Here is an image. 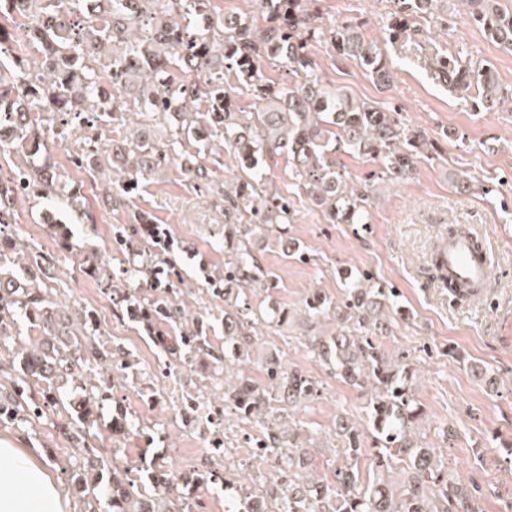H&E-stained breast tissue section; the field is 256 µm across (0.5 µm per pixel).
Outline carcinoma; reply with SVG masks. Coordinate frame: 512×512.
Wrapping results in <instances>:
<instances>
[{"label":"carcinoma","mask_w":512,"mask_h":512,"mask_svg":"<svg viewBox=\"0 0 512 512\" xmlns=\"http://www.w3.org/2000/svg\"><path fill=\"white\" fill-rule=\"evenodd\" d=\"M257 2L262 28L235 16H217L210 0H0V17L28 19L25 36L37 50L34 59L12 57L11 80L0 81V126L18 112L27 115L25 124L0 137V146L25 154V163L9 179H0V224L11 223L14 196L62 190L65 176L38 163L44 145L39 117L76 110L84 112L86 123L119 110L151 124L134 136L88 139L81 145L78 167L109 175L114 202L134 198L140 180L163 169L170 142L190 134L206 149L212 138L224 140L241 176L224 192V247L230 255L224 270L205 271L217 297L232 285L276 287L272 274L250 262L253 245L282 234L289 223L288 198L263 188L264 163L272 155L287 156L310 201L329 223H369L372 186L350 185L336 170L333 156L342 149L361 153L399 178L428 155L425 131L316 77L307 48L322 31L302 0ZM460 2L496 43L512 48V13L498 12L490 0ZM397 4L388 23L391 38L416 18L436 16L437 0ZM188 18L195 24L193 31L182 23ZM329 41L337 54L357 60L377 86L389 83V62L359 27L337 25L330 29ZM265 60L287 67L299 84L282 87L263 80ZM447 74L453 86L476 85L485 111L500 103L491 66L472 72L454 61ZM244 91L263 103L260 111L238 109L234 95ZM133 241L137 257L122 274L150 282L151 293L109 292L129 320L143 325L166 368L174 371L206 351V330L202 323L187 321L185 311L169 297L174 281L181 280L182 266L166 229L144 215L134 224L116 225L114 250ZM14 250L13 244L0 251V340L22 319L38 336L16 351V394L0 400V425H30L44 410L59 405L77 435L102 428L116 437L143 434L142 423L120 404L112 408L108 425L98 421L97 410L109 394L103 386L88 394L82 384L83 370L104 359L93 341L95 316L52 300L40 285L42 263L22 266L11 255ZM343 281L345 295L335 305L319 290L304 300L307 323L332 318L339 325L334 336L308 335L307 348L336 378L365 384L371 393L364 422L344 417L336 422L335 437L346 443V463L333 471L332 481L313 475L306 453L281 428L288 422L287 405L319 398L322 386L270 350L261 365L264 381H253L241 365L259 339L253 326L260 316L245 302L224 310V361L215 365L224 380V410L272 440L259 447V458L274 465L265 496L279 504V512H483L479 490L448 470L441 451L412 441L423 415L414 397L415 369L389 363L378 338L386 329L383 303L399 305L398 290L375 286L368 272H350ZM35 384L39 397L28 394ZM366 432L377 451L368 459L372 477L364 480L358 462ZM395 458L404 463L399 481L386 475ZM82 460V471L71 474L69 482L79 493L105 499L112 512H194L202 507L178 491V476L153 460L135 473L121 462L117 448L108 456L91 451Z\"/></svg>","instance_id":"carcinoma-1"}]
</instances>
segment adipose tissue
<instances>
[{
  "label": "adipose tissue",
  "mask_w": 512,
  "mask_h": 512,
  "mask_svg": "<svg viewBox=\"0 0 512 512\" xmlns=\"http://www.w3.org/2000/svg\"><path fill=\"white\" fill-rule=\"evenodd\" d=\"M0 512H71L34 449L0 437Z\"/></svg>",
  "instance_id": "1"
}]
</instances>
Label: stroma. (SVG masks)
I'll use <instances>...</instances> for the list:
<instances>
[{
    "mask_svg": "<svg viewBox=\"0 0 512 512\" xmlns=\"http://www.w3.org/2000/svg\"><path fill=\"white\" fill-rule=\"evenodd\" d=\"M321 27L360 26L366 39L379 45L390 63L391 81L376 87L354 59L338 56L328 38L314 40L310 55L322 82L346 88L354 97L396 112L404 124L422 128L434 148L411 174L396 181L379 180L378 162L352 151L337 152L336 167L347 181L373 187L369 226L331 224L307 197L286 157L268 160L270 183L287 196L292 222L287 242L266 238L255 246V264L275 274L271 290L251 287L246 298L254 309H288L287 324L266 328L287 365L320 380L322 399L291 408L300 427V443L312 454L316 475L330 477L341 448L334 436L336 420L362 419L367 388L339 381L305 346L307 328L302 303L310 289L332 299L343 295L341 275L369 271L379 283L398 288L404 313L387 312L389 325L381 343L386 354L419 370L415 396L423 408L414 440L442 450L448 468L483 493L484 512H512V462L504 447L512 445V48L492 41L456 0H439V19L415 20L397 40H390L387 20L393 0H313ZM490 62L508 95L493 111L476 109V87L454 88L444 77V58ZM136 116L117 112L79 130L51 118L44 151L53 167L78 187L92 220L73 219L63 208L55 215L71 229L69 242L52 234L43 216L46 202L26 195L14 197L13 218L0 231V248L23 243L21 256L55 259L44 281L70 309L93 311L106 351L133 359L132 373L92 375L93 383L110 385V395L128 413L143 420L145 435L122 445L120 457L130 465L154 456L187 477V497L204 504L205 512H224L225 498L257 493L271 469L244 453L248 425L227 417L226 456L236 472L226 491L194 484L203 471L201 455L215 456L205 441L203 420L177 410L172 385L198 389L201 397L222 406L213 386H202L198 361L187 362L175 377L165 375L163 358L142 326L116 311L100 278L88 275V264L105 273L117 272L125 261L112 249V227L134 223L137 214L164 225L184 273L173 285L175 301L192 318L203 321L214 352L224 350V298L213 296L201 267L224 266V186L241 173L228 153L201 152L193 137H182L168 149L164 169L144 179L131 206L109 204L100 180L72 161L79 140H101L128 133ZM207 168L210 178L195 181L191 165ZM452 224H470L485 236L494 252L489 298L484 304L449 296L431 260L448 237ZM297 246L307 260L286 255L284 244ZM481 363L486 377L475 376L471 362ZM56 411L33 425L16 428L26 447L40 451L42 464L66 485L74 471L72 442Z\"/></svg>",
    "mask_w": 512,
    "mask_h": 512,
    "instance_id": "stroma-1",
    "label": "stroma"
}]
</instances>
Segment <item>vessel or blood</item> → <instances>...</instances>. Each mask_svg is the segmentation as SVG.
Returning <instances> with one entry per match:
<instances>
[{"label": "vessel or blood", "mask_w": 512, "mask_h": 512, "mask_svg": "<svg viewBox=\"0 0 512 512\" xmlns=\"http://www.w3.org/2000/svg\"><path fill=\"white\" fill-rule=\"evenodd\" d=\"M438 261L442 277L468 291L486 284L491 276L485 246L473 232L465 229L442 244Z\"/></svg>", "instance_id": "obj_1"}]
</instances>
